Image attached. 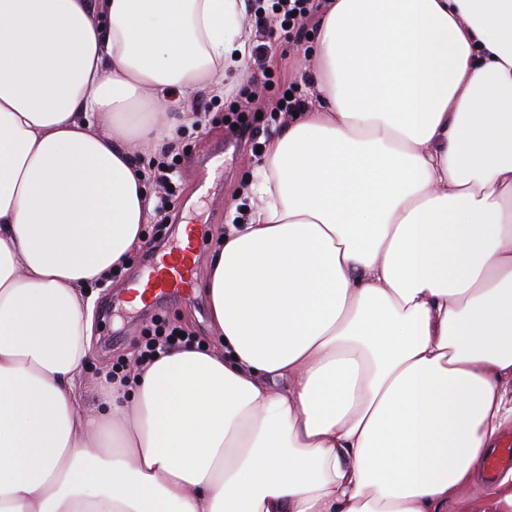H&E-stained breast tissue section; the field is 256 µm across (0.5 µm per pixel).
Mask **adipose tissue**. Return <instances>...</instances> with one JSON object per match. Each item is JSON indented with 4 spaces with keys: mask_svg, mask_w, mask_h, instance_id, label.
Returning a JSON list of instances; mask_svg holds the SVG:
<instances>
[{
    "mask_svg": "<svg viewBox=\"0 0 512 512\" xmlns=\"http://www.w3.org/2000/svg\"><path fill=\"white\" fill-rule=\"evenodd\" d=\"M251 9L0 0V512H512V0H325L203 284L223 352L86 405V288Z\"/></svg>",
    "mask_w": 512,
    "mask_h": 512,
    "instance_id": "ef3b65f1",
    "label": "adipose tissue"
}]
</instances>
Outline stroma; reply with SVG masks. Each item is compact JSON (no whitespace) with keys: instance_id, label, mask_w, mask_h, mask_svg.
Masks as SVG:
<instances>
[{"instance_id":"obj_1","label":"stroma","mask_w":512,"mask_h":512,"mask_svg":"<svg viewBox=\"0 0 512 512\" xmlns=\"http://www.w3.org/2000/svg\"><path fill=\"white\" fill-rule=\"evenodd\" d=\"M314 25H307L304 38L290 43L270 40L264 63L270 72L265 88L260 89L259 109L245 112L244 100L237 88L248 85L253 74L250 64H242L234 88L223 92H203L198 96L197 110L204 113L202 124L182 128L179 146L173 151L171 223H152L145 227V243L129 267L119 278L95 286L94 355L82 380L88 390H96L99 377L108 369L127 363L139 351L147 329L156 321L181 327L195 340L211 345L215 336L211 329L209 309L202 282L208 263L219 238L221 227L242 218L247 185L259 165L261 153L251 149L226 150L223 166L210 165L216 144L223 138L228 118L244 115L251 126L255 141L265 144L282 126L279 117L271 115L272 104L290 87L307 90L309 83L299 72V62L305 47L311 45ZM208 169V184L198 190L201 169ZM194 229L196 237L205 241L197 251V273L194 292L197 301L186 305L172 300L150 309L133 305L126 290L128 283L142 278L148 266L147 256L157 242L175 243L182 226Z\"/></svg>"}]
</instances>
